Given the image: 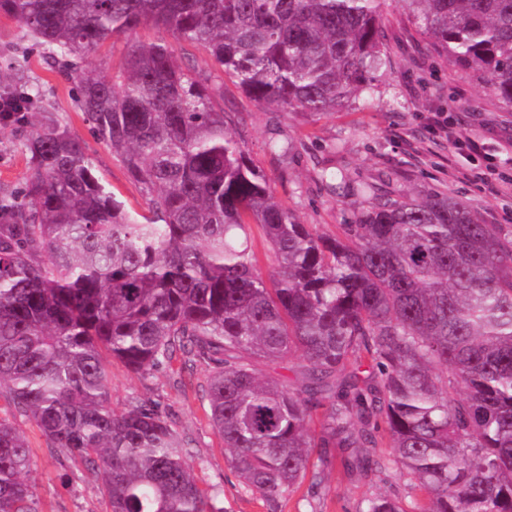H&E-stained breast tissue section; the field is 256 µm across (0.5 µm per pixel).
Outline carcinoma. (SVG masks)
Masks as SVG:
<instances>
[{
  "label": "carcinoma",
  "instance_id": "1",
  "mask_svg": "<svg viewBox=\"0 0 512 512\" xmlns=\"http://www.w3.org/2000/svg\"><path fill=\"white\" fill-rule=\"evenodd\" d=\"M456 65L512 107V0H403ZM381 0H0L73 83L92 135L146 199L135 215L58 122L26 142L30 176L0 192V389L100 472L111 512H224L151 405L115 412L101 350L146 374L179 350L216 364L212 428L269 512L312 449L406 474L412 512H512V229L460 199L382 196L334 236L280 204L227 119L223 82L163 39L122 72L84 67L142 26L205 51L262 106L314 117L374 90ZM13 101L38 92L18 77ZM257 225L274 257L263 275ZM296 356L294 389L257 368ZM319 417L320 431L308 424ZM392 458H373L380 425ZM21 433L0 418V512H37ZM365 512H407L388 495Z\"/></svg>",
  "mask_w": 512,
  "mask_h": 512
}]
</instances>
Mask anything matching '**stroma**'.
<instances>
[{"instance_id": "obj_1", "label": "stroma", "mask_w": 512, "mask_h": 512, "mask_svg": "<svg viewBox=\"0 0 512 512\" xmlns=\"http://www.w3.org/2000/svg\"><path fill=\"white\" fill-rule=\"evenodd\" d=\"M385 66L372 94L347 108L309 118L263 107L232 80L224 82V110L253 163L270 179L277 199L318 233L336 234L353 212L368 206L362 192L409 190L465 200L487 224L512 227V108L487 94L472 75L438 53L401 0H385L381 11ZM156 33L138 28L88 56L90 66L117 74L129 41H150ZM0 71L23 75L39 89L35 110L66 125L83 140L98 175L127 207L142 213L146 204L112 152L96 142L74 98L72 85L51 58L34 45L30 32L0 16ZM28 127L0 123V188L19 187L28 175L24 140ZM279 143L271 151L270 143ZM482 144L489 165L500 175L486 184L476 176L470 143ZM183 354L147 375L105 356L110 403L123 412L140 404L157 406L189 441L186 460L198 484L217 492L224 512H268L246 492L230 469L224 442L209 420L206 381L213 363L185 369ZM0 417L13 421L30 448V480L37 488L38 512H110L99 475L66 449L56 447L29 418L0 394ZM318 492L302 483L285 495L277 512H364L366 501L387 494L409 502L417 491L395 469L363 475L334 462L320 473Z\"/></svg>"}]
</instances>
